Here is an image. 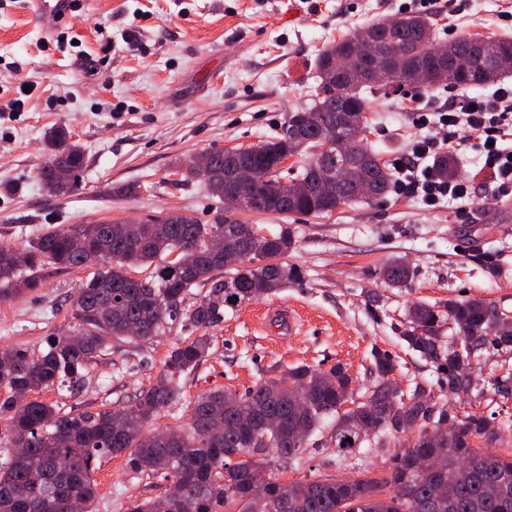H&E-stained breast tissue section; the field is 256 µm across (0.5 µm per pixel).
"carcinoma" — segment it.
<instances>
[{
    "label": "carcinoma",
    "instance_id": "carcinoma-1",
    "mask_svg": "<svg viewBox=\"0 0 512 512\" xmlns=\"http://www.w3.org/2000/svg\"><path fill=\"white\" fill-rule=\"evenodd\" d=\"M435 28L431 18L405 13L357 28L322 50L314 105L288 113L281 134L240 153L253 172L242 187L244 200L258 201L272 213L320 216L392 193L394 173L365 144L369 95L387 86H413L421 93L436 85L482 87L509 75L498 62L512 61V36L459 35L448 45L466 55L468 65L461 67L434 50L416 49L437 43ZM367 29L391 55L381 62L382 75L371 76L370 65L361 61L363 75L349 79L336 62L358 50ZM337 138L347 142L344 149L320 151ZM44 144L47 155L38 173L42 187L54 195L75 190L84 167L83 146L65 124L49 128ZM210 155L204 187L222 200L227 174L237 161L227 150ZM286 155L303 163L284 182L278 164ZM347 168L363 181L343 183L328 196L312 188L324 177L336 180ZM434 170L445 180L454 173L448 153L436 155ZM300 181L309 185L307 191H297ZM250 228L222 216L200 224L182 215L168 224L153 219L50 226L23 247L0 242L1 298L41 287L39 272L46 263L60 269L84 267L85 250L75 245L80 234L99 254L95 270L73 299V324L66 331L47 337V349L40 354L20 347L0 350V418L8 420L0 432V512H72L74 498L90 510L97 501L92 461L122 453L132 474L159 473L182 491L180 498L168 499L167 512H223L234 505L240 506L238 512H283L280 481L268 473L272 459L300 460L328 419L339 451L351 453L368 441L359 432L365 424L374 428L377 447L399 449L397 464L379 478L290 482L288 512H512V457L476 445L511 428L512 419L496 424L469 413L446 439H430L429 429L448 421V406L434 402L427 381L414 383L392 404L396 364L380 352L374 355L373 387L359 404L343 365L324 371L297 364L241 394L218 389L198 396L184 428L154 427L160 411L181 398V377L208 357L209 331L224 320V306L265 298L295 276L283 261L295 244L290 227L260 237ZM215 236L224 237L223 255L208 249ZM226 254L244 260L223 280L215 272L227 267ZM133 269L141 270L143 278H133ZM382 277L401 287L414 272L397 259L383 267ZM206 283L209 290L190 300L191 289ZM407 318L405 341L421 358L448 371L445 385L459 398L470 396L472 359L486 345L512 351V323L501 336L487 335L490 323L509 316L479 297L450 299L440 309L416 303ZM443 319L452 330L448 342L432 332ZM176 325L187 337L169 349L156 383L128 408L75 414L36 398L21 399L59 382L80 387L87 364L113 337L141 345ZM460 340L470 345L465 361L454 349ZM407 431L415 433L414 440L402 438ZM437 457L444 460L440 472L433 469Z\"/></svg>",
    "mask_w": 512,
    "mask_h": 512
}]
</instances>
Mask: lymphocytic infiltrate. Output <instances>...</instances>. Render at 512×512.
Listing matches in <instances>:
<instances>
[{
    "mask_svg": "<svg viewBox=\"0 0 512 512\" xmlns=\"http://www.w3.org/2000/svg\"><path fill=\"white\" fill-rule=\"evenodd\" d=\"M438 123L445 132L442 139L417 142L398 162L401 192L419 197L429 206L446 197L471 200L473 187L469 180L441 181L434 176L427 160L441 151L454 155L473 148L480 153L484 169L492 174L498 193H512V149L503 145L512 133L511 86L448 105L440 111Z\"/></svg>",
    "mask_w": 512,
    "mask_h": 512,
    "instance_id": "f902f5d3",
    "label": "lymphocytic infiltrate"
}]
</instances>
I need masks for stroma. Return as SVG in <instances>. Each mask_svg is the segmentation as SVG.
Returning a JSON list of instances; mask_svg holds the SVG:
<instances>
[{"label": "stroma", "mask_w": 512, "mask_h": 512, "mask_svg": "<svg viewBox=\"0 0 512 512\" xmlns=\"http://www.w3.org/2000/svg\"><path fill=\"white\" fill-rule=\"evenodd\" d=\"M422 11L440 41L464 32L494 37L508 30L501 15L512 12V0H456L429 11L420 0H81L66 22L49 13L32 18L25 0H0V90L24 102L21 111L0 112V242L21 247L48 226L169 213L211 223L223 201L201 179L177 181L175 159L280 133L288 112L313 104L314 62L325 47L373 19ZM464 96L448 87L375 94L369 148L393 161L438 133L435 124L417 123V106L436 112ZM58 123L85 149L80 185L68 195L49 194L37 180L44 133ZM456 168L476 188L472 201L430 209L420 198L391 194L328 216L247 215L266 233L283 224L293 229L287 262L299 277L274 295L225 307L208 357L183 377L180 402L162 409L156 427L182 424L201 393H244L275 365L326 370L340 363L365 394L377 350L394 359L401 387L427 380L456 413L512 415V398L496 391L497 378L512 371V353L484 349L473 361L477 387L460 400L441 389L442 373L403 338L417 301L480 297L512 315V197L496 195L476 152L457 156ZM122 184L137 186L136 196L114 195ZM393 259L416 272L405 287L381 277ZM41 275L42 288L0 299V349L42 352L46 336L71 323L87 270L48 265ZM271 306L297 310L302 328L290 336L260 332L258 318ZM177 339L173 333L139 348L112 339L88 364L79 392L61 385L38 397L87 413L130 406L155 384ZM394 454L363 448L343 458L325 437L300 461H276L272 470L283 482L375 478L390 472ZM92 475L96 512H127L133 501L162 498L169 487L160 475L132 476L119 454L97 463Z\"/></svg>", "instance_id": "obj_1"}]
</instances>
